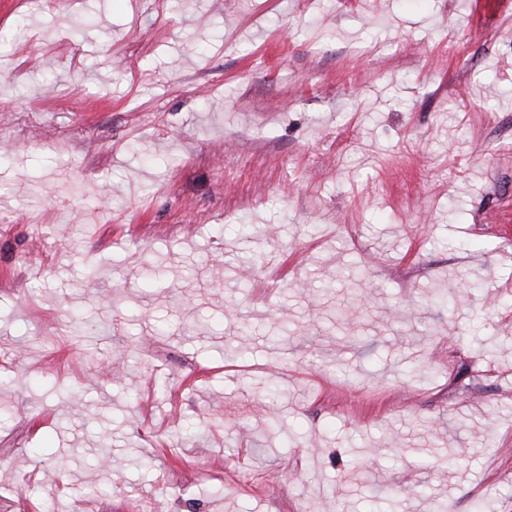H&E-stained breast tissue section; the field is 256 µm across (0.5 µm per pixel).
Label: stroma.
Here are the masks:
<instances>
[{
	"mask_svg": "<svg viewBox=\"0 0 512 512\" xmlns=\"http://www.w3.org/2000/svg\"><path fill=\"white\" fill-rule=\"evenodd\" d=\"M474 2L0 0V512H512Z\"/></svg>",
	"mask_w": 512,
	"mask_h": 512,
	"instance_id": "obj_1",
	"label": "stroma"
}]
</instances>
